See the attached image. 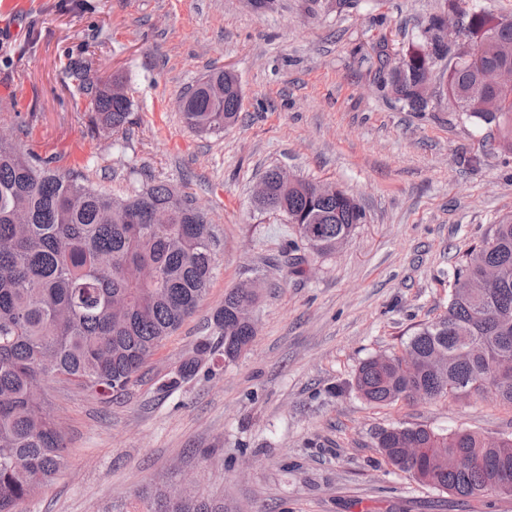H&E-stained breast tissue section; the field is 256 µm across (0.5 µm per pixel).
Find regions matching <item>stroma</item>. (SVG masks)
<instances>
[{
	"label": "stroma",
	"instance_id": "35a3bbf8",
	"mask_svg": "<svg viewBox=\"0 0 512 512\" xmlns=\"http://www.w3.org/2000/svg\"><path fill=\"white\" fill-rule=\"evenodd\" d=\"M446 0H30L0 39V129L23 148L111 177L114 194L151 177L189 193L217 237L197 311L122 395L106 400L61 379L42 396L67 464L19 512H124L146 487L197 475L192 492L224 512H512V496L465 499L416 483L381 453L394 425L512 434V406L486 395L375 406L352 381L360 363L399 354L448 309L452 272L512 215V154L495 125L467 120L444 97L402 109L380 89L381 55L406 52ZM86 59L124 78L133 123L95 135L90 98L69 73ZM227 70L243 93L223 133L189 130L182 92ZM278 166L354 196L363 224L336 252L291 273L284 217L252 191ZM259 280L257 335L236 360L162 388L232 288Z\"/></svg>",
	"mask_w": 512,
	"mask_h": 512
}]
</instances>
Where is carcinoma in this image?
Instances as JSON below:
<instances>
[{
  "label": "carcinoma",
  "mask_w": 512,
  "mask_h": 512,
  "mask_svg": "<svg viewBox=\"0 0 512 512\" xmlns=\"http://www.w3.org/2000/svg\"><path fill=\"white\" fill-rule=\"evenodd\" d=\"M473 29L465 36L483 66L500 61L512 43V26L485 29L490 15L468 8ZM439 16L431 17L405 59L403 78L382 89L412 112L426 111L423 92L448 49L434 37ZM79 88L91 98L92 127L122 136L132 125V101L109 94L104 80L82 63L74 67ZM448 107L499 128L498 147L512 152V90L499 93V109L483 108L488 90L477 66L465 60L442 76ZM242 105L240 84L228 72H213L182 94V118L195 133L233 125ZM271 199L293 225L300 244L287 264L305 273L308 255L336 251V240L352 235L364 213L348 193L331 186L321 193L312 182L284 191L269 169ZM169 210V223L148 222L152 208ZM215 240L195 201L164 180L134 186L125 196L90 181L82 171L62 173L55 161L27 152L0 136V512L17 506L48 483L66 463L57 420L33 386L62 378L101 396L118 395L137 381L162 342L192 316L213 276ZM487 266L499 270L482 301L465 293L466 283ZM446 314L424 325L401 356L365 359L354 387L376 405L409 400L414 390L427 401L487 393L512 405V379L500 380L495 363L512 360V218L498 221L492 234L472 248L453 270ZM249 299L233 288L209 319L221 337L224 360H235L256 331L234 321L236 306ZM207 339L185 357L175 387L195 378L211 355ZM413 444L424 452L405 460L399 449ZM388 461L419 483L468 499L503 494L512 488V436L490 448L466 429L434 431L392 426L378 433ZM125 512H224V503L186 495L167 508L166 493H135Z\"/></svg>",
  "instance_id": "obj_1"
}]
</instances>
